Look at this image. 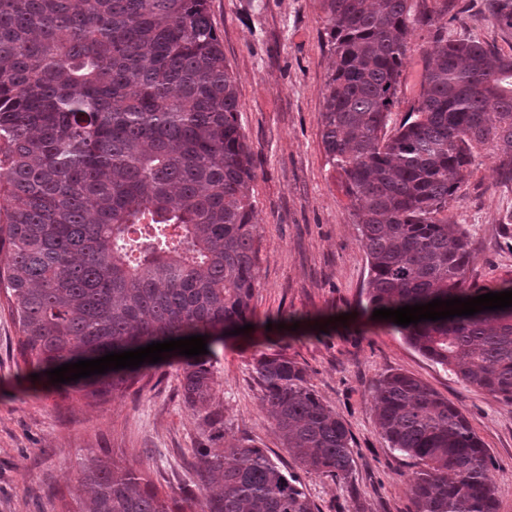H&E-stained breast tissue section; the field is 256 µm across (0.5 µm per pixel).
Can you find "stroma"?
Instances as JSON below:
<instances>
[{
    "instance_id": "stroma-1",
    "label": "stroma",
    "mask_w": 512,
    "mask_h": 512,
    "mask_svg": "<svg viewBox=\"0 0 512 512\" xmlns=\"http://www.w3.org/2000/svg\"><path fill=\"white\" fill-rule=\"evenodd\" d=\"M427 21L414 32L393 109L400 123L418 90L432 25L512 53V32L487 19V0H413ZM208 11L238 79L239 122L251 148L249 190L259 218L254 327L213 347L222 430H209L182 402L181 357L165 354L125 394L101 403L63 398L50 379H32L17 360L18 324L0 294V512H62L77 494L87 449L108 456L176 496L193 487V449L252 443L295 476L318 512H415L411 459L389 448L375 423L378 381L400 371L458 404L490 451L498 512H512V405L463 384L367 311L368 263L342 178L325 152L319 117L335 57L319 0H208ZM448 221L471 235L469 281L480 288L512 279V184L492 160L469 169ZM347 323H339V315ZM297 361L352 435L349 482L301 469L271 423L254 379L260 352Z\"/></svg>"
}]
</instances>
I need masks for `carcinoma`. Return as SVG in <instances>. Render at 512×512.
Returning a JSON list of instances; mask_svg holds the SVG:
<instances>
[{
  "label": "carcinoma",
  "mask_w": 512,
  "mask_h": 512,
  "mask_svg": "<svg viewBox=\"0 0 512 512\" xmlns=\"http://www.w3.org/2000/svg\"><path fill=\"white\" fill-rule=\"evenodd\" d=\"M336 57L322 139L368 260L369 310L512 291L468 284L470 237L448 228L475 159L512 182V54L436 27L410 112L392 108L415 25L412 0H320ZM512 31V0H489ZM237 78L207 0H0V287L25 370L47 371L191 335L207 350L252 321L258 214ZM462 383L512 404V307L394 325ZM254 373L283 444L307 472L346 481L352 437L282 351ZM143 367L65 384L102 402ZM184 405L224 425L210 355L187 357ZM377 428L415 460L417 512H497L488 450L461 408L421 380L378 383ZM196 490L170 508L130 470L87 449L74 512H314L255 445L203 448Z\"/></svg>",
  "instance_id": "1"
}]
</instances>
